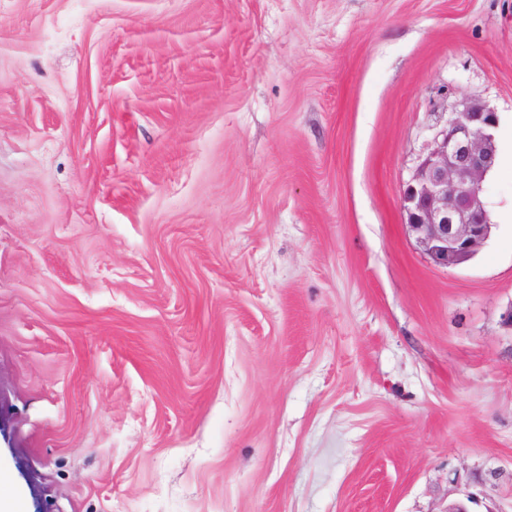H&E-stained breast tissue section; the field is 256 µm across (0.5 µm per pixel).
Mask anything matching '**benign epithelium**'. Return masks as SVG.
I'll return each instance as SVG.
<instances>
[{
	"label": "benign epithelium",
	"mask_w": 512,
	"mask_h": 512,
	"mask_svg": "<svg viewBox=\"0 0 512 512\" xmlns=\"http://www.w3.org/2000/svg\"><path fill=\"white\" fill-rule=\"evenodd\" d=\"M498 125V114L480 103L449 113L403 190L407 225L438 265L464 264L490 236L481 192L496 164Z\"/></svg>",
	"instance_id": "obj_1"
}]
</instances>
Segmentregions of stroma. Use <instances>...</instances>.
Wrapping results in <instances>:
<instances>
[{"label": "stroma", "mask_w": 512, "mask_h": 512, "mask_svg": "<svg viewBox=\"0 0 512 512\" xmlns=\"http://www.w3.org/2000/svg\"><path fill=\"white\" fill-rule=\"evenodd\" d=\"M512 0H0V466L26 512H512ZM498 125L497 112L480 103L449 113L403 190L406 223L438 265L464 264L490 236L480 195L496 164Z\"/></svg>", "instance_id": "1"}]
</instances>
